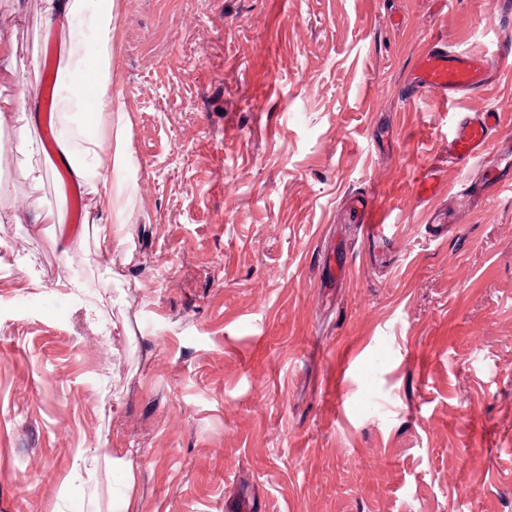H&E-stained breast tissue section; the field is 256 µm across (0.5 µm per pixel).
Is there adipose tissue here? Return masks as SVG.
Instances as JSON below:
<instances>
[{"instance_id":"ef3b65f1","label":"adipose tissue","mask_w":512,"mask_h":512,"mask_svg":"<svg viewBox=\"0 0 512 512\" xmlns=\"http://www.w3.org/2000/svg\"><path fill=\"white\" fill-rule=\"evenodd\" d=\"M44 17L48 25L68 29L72 44H79L85 35H92L103 49L102 65L97 69L98 108L85 119L91 127L100 126L105 112L112 109V46L109 39L112 26V0H94L93 29L85 31L78 0H44Z\"/></svg>"}]
</instances>
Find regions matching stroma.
<instances>
[{"instance_id":"1","label":"stroma","mask_w":512,"mask_h":512,"mask_svg":"<svg viewBox=\"0 0 512 512\" xmlns=\"http://www.w3.org/2000/svg\"><path fill=\"white\" fill-rule=\"evenodd\" d=\"M112 15L118 244L95 230L99 179L50 168L95 108L94 48L42 0H0L18 77L0 81V512H512V186L448 161L456 114L494 108L512 134V70L450 104L404 94L428 41L512 57L501 0ZM46 73L69 107L51 143L16 105ZM358 194L395 226L385 256L350 217ZM75 200L80 227L60 221ZM100 445L118 463L86 475Z\"/></svg>"}]
</instances>
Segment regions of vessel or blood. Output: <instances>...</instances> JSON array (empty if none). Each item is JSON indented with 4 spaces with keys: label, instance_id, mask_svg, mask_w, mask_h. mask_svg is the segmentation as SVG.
<instances>
[{
    "label": "vessel or blood",
    "instance_id": "b4317fda",
    "mask_svg": "<svg viewBox=\"0 0 512 512\" xmlns=\"http://www.w3.org/2000/svg\"><path fill=\"white\" fill-rule=\"evenodd\" d=\"M495 65L493 58L455 52L432 41L419 55L409 85L416 91H436L445 99L454 100L479 89ZM499 121L500 115L493 109L457 118L448 137L449 162L458 164L489 157L500 136ZM350 211L369 239L391 238V227L372 197L352 199Z\"/></svg>",
    "mask_w": 512,
    "mask_h": 512
}]
</instances>
